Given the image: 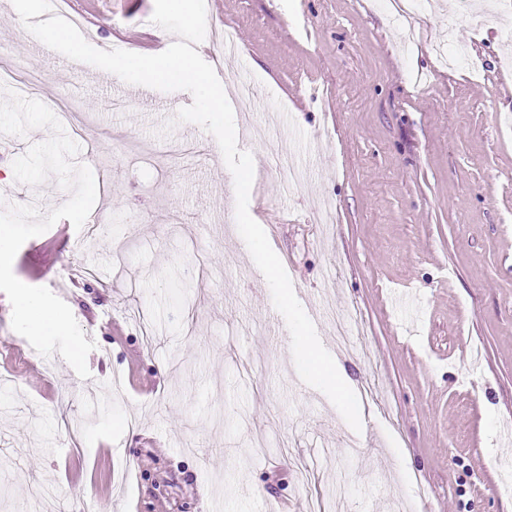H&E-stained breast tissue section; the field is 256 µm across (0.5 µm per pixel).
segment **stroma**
<instances>
[{
    "label": "stroma",
    "mask_w": 512,
    "mask_h": 512,
    "mask_svg": "<svg viewBox=\"0 0 512 512\" xmlns=\"http://www.w3.org/2000/svg\"><path fill=\"white\" fill-rule=\"evenodd\" d=\"M97 43L166 50L154 0H75ZM455 0L394 17L390 0H214L208 33L232 30L223 59L239 149L254 158L249 212L264 229L324 347L355 391L361 431L299 378L290 333L235 223L214 137L165 131L191 105L152 91L115 106L114 78L68 63L0 0V43L37 64L39 101L73 105L63 128L77 163L107 175L91 211L109 231L57 228L14 262L25 284L71 309L96 347L81 379L0 329V512H507L512 492V0ZM474 67H441L439 48ZM49 130L0 135L9 203L49 210L56 179H9ZM290 153L302 192L268 170ZM331 201L328 223L320 206ZM185 276L180 301L167 282ZM349 314L350 348L329 312Z\"/></svg>",
    "instance_id": "stroma-1"
}]
</instances>
